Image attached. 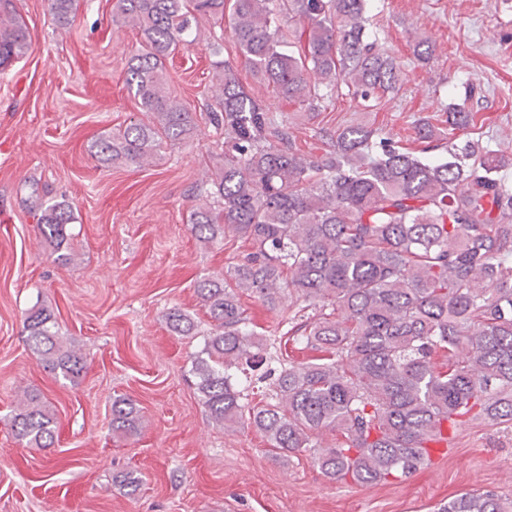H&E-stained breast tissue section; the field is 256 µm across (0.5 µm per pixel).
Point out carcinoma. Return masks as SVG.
Here are the masks:
<instances>
[{
  "label": "carcinoma",
  "instance_id": "cac0c4a2",
  "mask_svg": "<svg viewBox=\"0 0 512 512\" xmlns=\"http://www.w3.org/2000/svg\"><path fill=\"white\" fill-rule=\"evenodd\" d=\"M76 2L50 0L60 27L74 22ZM114 10L113 19L142 35L125 84L150 121L95 140L102 165L141 167L194 135L196 119L172 96L165 60L199 43L192 24L200 17L229 19L236 56L301 112H319L343 93L374 109L407 77L366 32L367 0H117ZM28 49L13 0H0V70ZM214 70L221 92L206 116L224 135V163L210 170L213 203L192 208L189 224L205 247L232 236L249 252L196 285L213 328L192 372L211 420L227 431L250 426L283 456L310 452L325 477L360 484L417 470L431 445L452 446L468 424L512 427V186L497 178L512 154L456 147L455 133L475 123L462 103L442 105L439 124L415 119V148L351 123L315 129L327 149L308 156L288 117L240 83L235 60ZM436 151L444 156L430 158ZM35 208L55 261L70 264L72 207L41 200ZM285 295L311 310L288 319V340L315 356L266 370L258 380H271L269 393L245 403L233 370L260 366L266 339L250 327L241 298L273 308ZM167 323L181 336L195 329L180 310ZM24 329L40 365L72 383L81 378L84 358L64 345L52 311L33 307ZM11 423L29 447L58 441L54 414L36 392H24ZM111 426L139 433L132 399H112ZM327 432L336 442L322 446ZM440 512H512V503L473 490Z\"/></svg>",
  "mask_w": 512,
  "mask_h": 512
}]
</instances>
